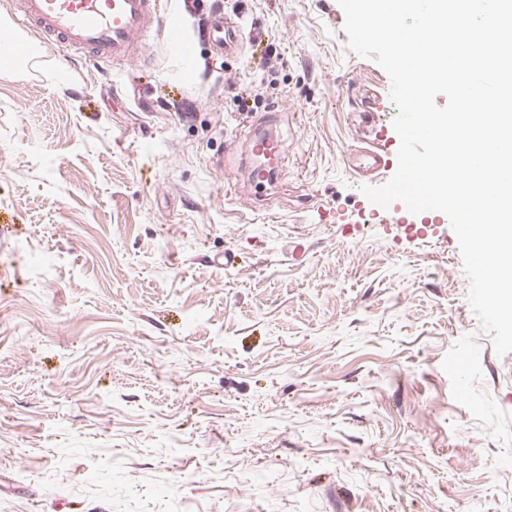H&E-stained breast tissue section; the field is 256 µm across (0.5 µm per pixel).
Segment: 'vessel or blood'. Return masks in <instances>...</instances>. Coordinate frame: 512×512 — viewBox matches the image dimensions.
<instances>
[{"label":"vessel or blood","instance_id":"obj_1","mask_svg":"<svg viewBox=\"0 0 512 512\" xmlns=\"http://www.w3.org/2000/svg\"><path fill=\"white\" fill-rule=\"evenodd\" d=\"M16 10L24 25L38 30L44 40L57 46L90 54L99 60L136 62L146 57L148 27L163 30L169 48L183 63H190L193 45L186 38L180 18L163 12L161 0H17ZM208 38L225 54L237 53L243 44V29L235 17L215 14L208 21ZM246 147L254 157L283 161L285 150L271 124H254L246 138ZM345 167L369 178H391L382 146L371 143L362 162H353L343 154ZM269 175L248 164L227 170L225 183L237 188V201L245 209H256Z\"/></svg>","mask_w":512,"mask_h":512}]
</instances>
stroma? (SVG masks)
<instances>
[{
  "label": "stroma",
  "instance_id": "35a3bbf8",
  "mask_svg": "<svg viewBox=\"0 0 512 512\" xmlns=\"http://www.w3.org/2000/svg\"><path fill=\"white\" fill-rule=\"evenodd\" d=\"M167 7L192 72L159 30L0 68V512H512V353L450 224L379 223L340 161L394 106L338 0ZM246 89L288 147L257 211ZM243 29L233 16L214 14L208 21V39L225 55L237 53L243 44Z\"/></svg>",
  "mask_w": 512,
  "mask_h": 512
}]
</instances>
